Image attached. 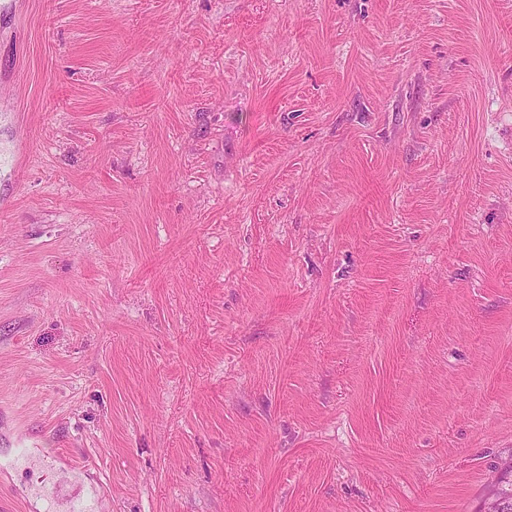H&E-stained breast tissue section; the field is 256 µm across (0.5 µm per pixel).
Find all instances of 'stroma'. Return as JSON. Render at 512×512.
Segmentation results:
<instances>
[{
    "mask_svg": "<svg viewBox=\"0 0 512 512\" xmlns=\"http://www.w3.org/2000/svg\"><path fill=\"white\" fill-rule=\"evenodd\" d=\"M15 2L0 512H481L512 0Z\"/></svg>",
    "mask_w": 512,
    "mask_h": 512,
    "instance_id": "stroma-1",
    "label": "stroma"
}]
</instances>
